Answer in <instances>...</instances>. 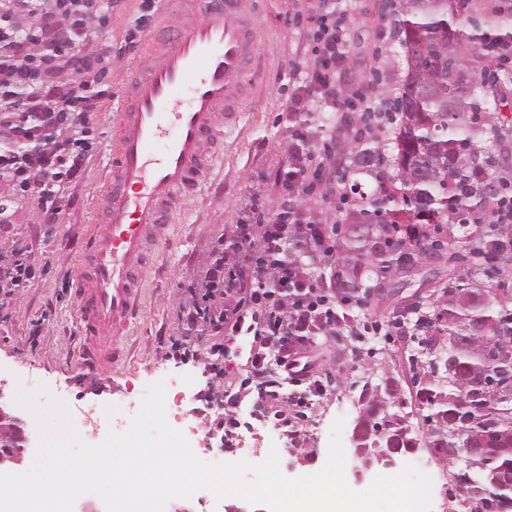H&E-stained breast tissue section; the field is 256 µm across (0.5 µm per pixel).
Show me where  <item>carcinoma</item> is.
Returning <instances> with one entry per match:
<instances>
[{
  "instance_id": "carcinoma-1",
  "label": "carcinoma",
  "mask_w": 512,
  "mask_h": 512,
  "mask_svg": "<svg viewBox=\"0 0 512 512\" xmlns=\"http://www.w3.org/2000/svg\"><path fill=\"white\" fill-rule=\"evenodd\" d=\"M465 0H401L396 14L404 79L389 111L357 112L359 135L346 145L351 169L343 175L353 205L328 227L332 287L337 298L383 290L406 265L440 253L448 279L464 266L466 286H443L424 305L403 309L419 332L409 359L414 404L424 415L426 442L405 416L399 381L363 385L358 427L383 448L424 446L446 462L466 448L470 465L454 476L457 490L492 512L512 506V226L482 223L500 193V116L512 104L501 94L512 70H492L477 58L494 43L512 48L505 28L512 8L493 22L462 13ZM472 49L466 62L448 55V34ZM390 125L393 147L376 141ZM310 252L288 239V258Z\"/></svg>"
}]
</instances>
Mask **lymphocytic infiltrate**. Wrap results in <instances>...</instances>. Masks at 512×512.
Wrapping results in <instances>:
<instances>
[{"label": "lymphocytic infiltrate", "instance_id": "obj_1", "mask_svg": "<svg viewBox=\"0 0 512 512\" xmlns=\"http://www.w3.org/2000/svg\"><path fill=\"white\" fill-rule=\"evenodd\" d=\"M334 12V0H318L313 59L288 102L289 115L319 105L343 123L353 105L370 106L367 95L352 104L342 93L347 33L344 19ZM0 16L12 22L0 34V190L19 187L40 194L43 223L58 224L65 208L60 198L46 194V183L77 178L88 160L84 123L96 109V98L79 94L77 85L87 77L103 84L109 46L97 41L84 0H68L62 10L57 0H0ZM92 40L98 43L96 54H79V46ZM308 141L300 133L288 146L290 187L301 196L318 189L324 197L335 196L337 188L327 183ZM236 232L243 261H228L223 242H216L206 288L202 296L181 303L182 319L190 326L205 324L214 335L228 326L251 335V379L263 396L302 403L300 394L281 397L286 380L323 394L326 386L312 373L308 349L334 334L344 317L321 273L288 258L289 233L320 250L322 227L289 204L258 223L237 225Z\"/></svg>", "mask_w": 512, "mask_h": 512}]
</instances>
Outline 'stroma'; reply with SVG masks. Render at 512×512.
<instances>
[{
	"instance_id": "35a3bbf8",
	"label": "stroma",
	"mask_w": 512,
	"mask_h": 512,
	"mask_svg": "<svg viewBox=\"0 0 512 512\" xmlns=\"http://www.w3.org/2000/svg\"><path fill=\"white\" fill-rule=\"evenodd\" d=\"M141 0H118L112 12L95 19L99 39L112 50L111 64L122 68L137 59L126 38L135 30ZM400 0H336L337 14L348 22V73L346 89H364L374 105L394 97L403 79L397 65L401 48L396 38L378 43L379 30L391 27ZM296 0H258L257 59L255 77L240 105L238 121L225 127L223 152L202 189L185 198L182 210L169 229L172 242L164 246L157 269L149 271L138 312L126 339L127 361L95 377L87 376L73 358L79 342L76 313L63 277L78 263L83 229L95 220V198L103 181L112 128V114L120 85L100 94V107L86 131L94 147L80 179L53 184L67 205L64 224L41 221L40 204L31 192L13 193L11 204L0 215V263L11 257L14 243H25L42 265L25 287L0 290V372L13 385L39 391L41 399L61 400L70 415L91 408V425L103 427L113 411L129 402H140L147 387L157 381L186 383L194 390L180 407L177 429L195 424L198 412H222L225 390L244 392L245 399L230 428L232 442L213 439L228 462L241 460V451L253 449L250 464L264 461L265 448L278 449L280 468L289 478L309 475L325 464V449L335 419H343V438H350L360 415L358 395L363 384L399 379L402 394L411 385L407 363L410 340L393 328L409 297H429L445 269L434 264L404 274V287L371 293L365 308L348 307L353 327L323 337L312 351L315 374L328 380L333 393L310 397L290 411L295 426L305 436L301 447H291L282 435L280 403L255 405L250 380L249 350L243 337L232 331L212 336L204 328L186 330L180 304L190 286L201 285L209 261L212 238L224 239V253L238 258L235 227L253 217L254 207H276L283 187L275 177L287 169L288 99L312 46L307 20H296ZM52 308L50 322L40 323L45 308Z\"/></svg>"
}]
</instances>
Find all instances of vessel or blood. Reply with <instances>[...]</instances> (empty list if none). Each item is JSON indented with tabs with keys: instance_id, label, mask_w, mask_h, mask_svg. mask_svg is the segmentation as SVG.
<instances>
[{
	"instance_id": "b4317fda",
	"label": "vessel or blood",
	"mask_w": 512,
	"mask_h": 512,
	"mask_svg": "<svg viewBox=\"0 0 512 512\" xmlns=\"http://www.w3.org/2000/svg\"><path fill=\"white\" fill-rule=\"evenodd\" d=\"M173 17L122 83L106 162L99 223L89 225L71 293L82 331L75 361L97 376L124 361V340L144 277L157 263L180 202L197 192L222 147L224 125L239 118L253 77L256 29L243 0H173ZM111 336V348L100 340Z\"/></svg>"
}]
</instances>
